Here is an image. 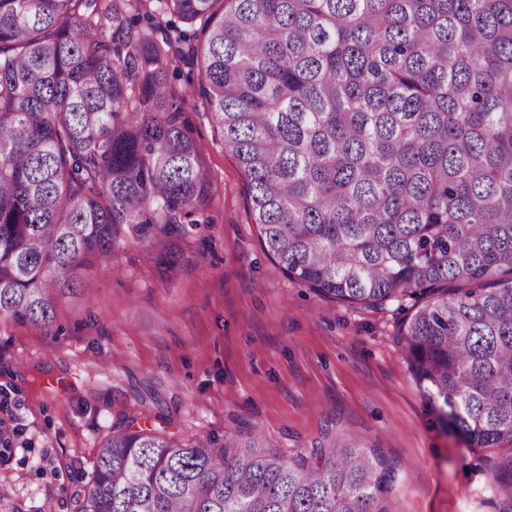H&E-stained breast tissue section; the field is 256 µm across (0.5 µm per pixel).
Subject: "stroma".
<instances>
[{
  "label": "stroma",
  "mask_w": 512,
  "mask_h": 512,
  "mask_svg": "<svg viewBox=\"0 0 512 512\" xmlns=\"http://www.w3.org/2000/svg\"><path fill=\"white\" fill-rule=\"evenodd\" d=\"M185 117L215 192L179 276L128 242L80 268L90 291L57 297L50 331L0 319V420L22 428L0 461V512H71L100 439L133 416L185 442L256 429L288 455L329 429L398 462L400 512H499L486 450L439 423L396 342L412 299L366 308L289 279L206 114Z\"/></svg>",
  "instance_id": "35a3bbf8"
}]
</instances>
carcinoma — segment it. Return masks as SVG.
I'll return each instance as SVG.
<instances>
[{"instance_id": "cac0c4a2", "label": "carcinoma", "mask_w": 512, "mask_h": 512, "mask_svg": "<svg viewBox=\"0 0 512 512\" xmlns=\"http://www.w3.org/2000/svg\"><path fill=\"white\" fill-rule=\"evenodd\" d=\"M194 98L289 279L422 301L397 343L512 498V0H0L1 318L49 328L123 238L178 277L213 197ZM134 423L100 441L72 512H396L397 464L359 440L290 460L259 433L183 444ZM17 436L0 426V457Z\"/></svg>"}]
</instances>
